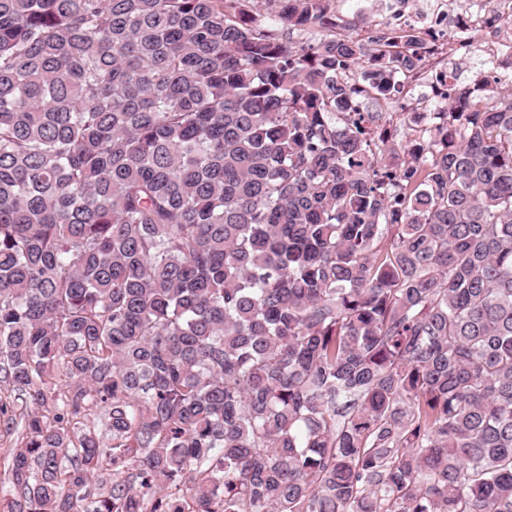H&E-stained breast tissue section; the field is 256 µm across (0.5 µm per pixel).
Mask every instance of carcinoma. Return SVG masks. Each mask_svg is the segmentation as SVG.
I'll use <instances>...</instances> for the list:
<instances>
[{
	"mask_svg": "<svg viewBox=\"0 0 512 512\" xmlns=\"http://www.w3.org/2000/svg\"><path fill=\"white\" fill-rule=\"evenodd\" d=\"M344 27L0 0L18 512H512V72L397 141L434 53Z\"/></svg>",
	"mask_w": 512,
	"mask_h": 512,
	"instance_id": "obj_1",
	"label": "carcinoma"
}]
</instances>
